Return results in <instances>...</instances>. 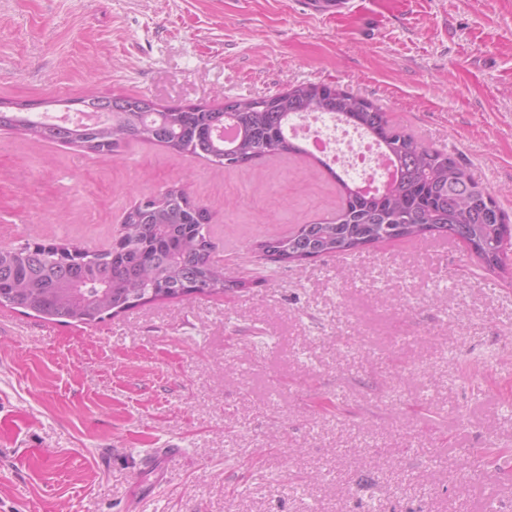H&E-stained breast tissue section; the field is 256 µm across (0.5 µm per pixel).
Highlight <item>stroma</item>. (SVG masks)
<instances>
[{
	"instance_id": "35a3bbf8",
	"label": "stroma",
	"mask_w": 512,
	"mask_h": 512,
	"mask_svg": "<svg viewBox=\"0 0 512 512\" xmlns=\"http://www.w3.org/2000/svg\"><path fill=\"white\" fill-rule=\"evenodd\" d=\"M308 82L454 154L512 217V0H0V100ZM171 185L238 288L93 325L0 307V512H512V246L493 270L438 235L272 263L257 243L340 202L311 159L0 129V248L106 246Z\"/></svg>"
}]
</instances>
